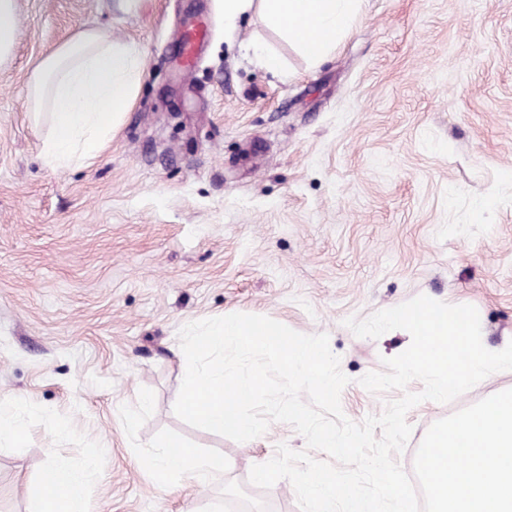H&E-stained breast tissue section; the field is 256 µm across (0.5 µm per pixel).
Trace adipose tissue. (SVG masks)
I'll return each mask as SVG.
<instances>
[{
	"mask_svg": "<svg viewBox=\"0 0 512 512\" xmlns=\"http://www.w3.org/2000/svg\"><path fill=\"white\" fill-rule=\"evenodd\" d=\"M359 0H224V14L235 19L260 9L268 24L281 30L319 64L356 15ZM140 69V54L128 44L112 41L96 29H84L47 52L29 80L33 116L49 113L51 130L42 142L45 163L54 170L96 158L107 137L118 128L132 103ZM159 489L175 476L206 487L223 475L220 455H200L187 448L172 455L169 444L157 445L142 459ZM41 482L31 490L35 512H88L85 472L68 462L49 459Z\"/></svg>",
	"mask_w": 512,
	"mask_h": 512,
	"instance_id": "obj_1",
	"label": "adipose tissue"
}]
</instances>
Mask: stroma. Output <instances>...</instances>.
Returning <instances> with one entry per match:
<instances>
[{
  "mask_svg": "<svg viewBox=\"0 0 512 512\" xmlns=\"http://www.w3.org/2000/svg\"><path fill=\"white\" fill-rule=\"evenodd\" d=\"M17 2L0 64V412L26 436L0 441V512H30L52 455L94 458L89 512H300L288 480L249 481L278 444L305 449L291 425L238 443L175 414L188 323L240 312L327 334L356 423L397 399L359 380L408 336L361 338L347 318L425 295L474 306L489 348L512 340V0H360L316 66L224 0ZM202 10V59L177 68ZM85 28L140 51L136 95L94 160L54 171L28 83ZM507 389L512 370L413 407L398 463L412 472L434 422ZM165 441L223 455V480L160 494L137 460Z\"/></svg>",
  "mask_w": 512,
  "mask_h": 512,
  "instance_id": "obj_1",
  "label": "stroma"
}]
</instances>
